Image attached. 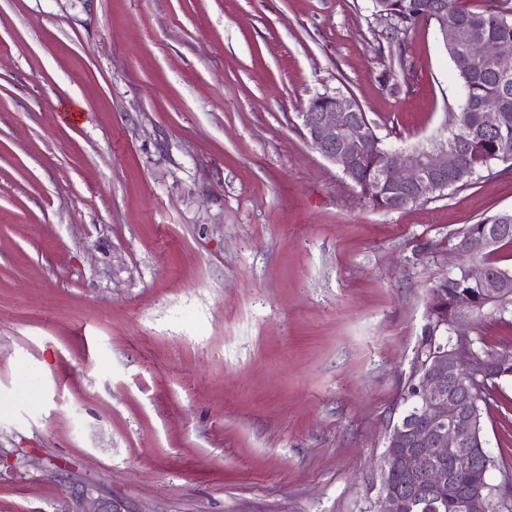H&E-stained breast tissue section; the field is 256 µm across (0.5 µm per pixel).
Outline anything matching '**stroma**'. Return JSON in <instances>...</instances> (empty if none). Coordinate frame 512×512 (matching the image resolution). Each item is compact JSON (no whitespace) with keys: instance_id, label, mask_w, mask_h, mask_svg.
<instances>
[{"instance_id":"35a3bbf8","label":"stroma","mask_w":512,"mask_h":512,"mask_svg":"<svg viewBox=\"0 0 512 512\" xmlns=\"http://www.w3.org/2000/svg\"><path fill=\"white\" fill-rule=\"evenodd\" d=\"M405 46L371 0H0V512H365L428 288L512 211L499 162L382 211L308 145L322 93L442 131L454 64ZM483 426L512 453V381ZM59 512H125L121 504L95 495V489L82 487L73 490Z\"/></svg>"}]
</instances>
